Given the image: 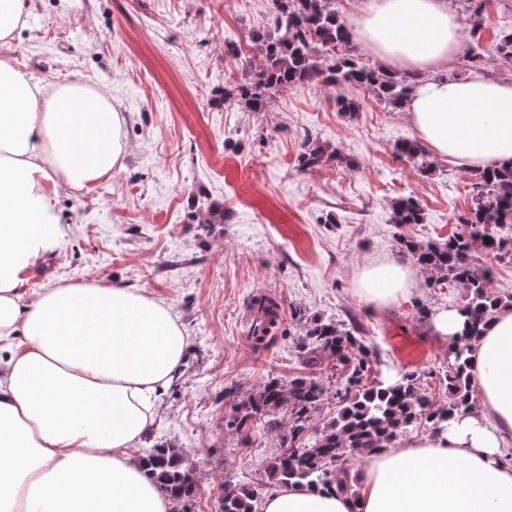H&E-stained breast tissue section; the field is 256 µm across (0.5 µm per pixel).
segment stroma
<instances>
[{
    "mask_svg": "<svg viewBox=\"0 0 512 512\" xmlns=\"http://www.w3.org/2000/svg\"><path fill=\"white\" fill-rule=\"evenodd\" d=\"M484 14L481 74L511 82L512 59L494 45L512 26V0H487ZM272 27L271 0H29L26 27L0 42V58L41 84L85 81L124 116L122 168L86 189L58 186L52 201L68 234L22 288L30 298L52 283L133 285L170 306L189 352L145 445L198 462L200 490L186 512H223L228 481L266 492L277 432L241 433L229 420L269 378L306 375L311 317L356 326L379 351L382 374L428 372L445 365L448 345L418 310L464 298L427 287L417 267L410 296L388 310L352 291L366 265L410 264L403 238L428 245L459 232L456 215L476 203L470 172L441 157L424 173L397 153L417 137L404 112L368 92L359 112H337L335 89L318 83L282 90L265 112L216 104L229 78L262 64L250 32ZM228 42L239 55L225 54ZM309 137L342 162L302 169ZM402 196L419 202L423 223H394L391 203ZM209 203L223 220L205 213ZM259 291L283 309L264 345L247 325Z\"/></svg>",
    "mask_w": 512,
    "mask_h": 512,
    "instance_id": "1",
    "label": "stroma"
}]
</instances>
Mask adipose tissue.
<instances>
[{"label":"adipose tissue","instance_id":"adipose-tissue-1","mask_svg":"<svg viewBox=\"0 0 512 512\" xmlns=\"http://www.w3.org/2000/svg\"><path fill=\"white\" fill-rule=\"evenodd\" d=\"M357 27L389 70L427 73L403 110L435 154L467 172L512 163V83L443 75L464 39L448 0H366ZM123 124L95 87H46L0 59V512H171L138 452L188 352L170 307L133 286L21 293L67 234L53 192L111 178ZM410 287L391 260L361 269L353 292L384 310ZM468 357V413L365 459L356 497L287 484L265 512H512V306Z\"/></svg>","mask_w":512,"mask_h":512}]
</instances>
